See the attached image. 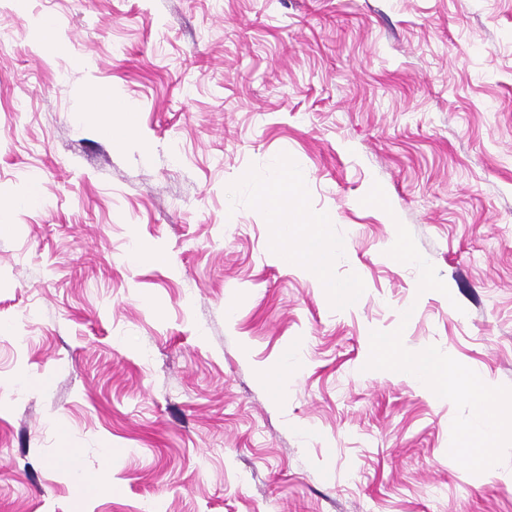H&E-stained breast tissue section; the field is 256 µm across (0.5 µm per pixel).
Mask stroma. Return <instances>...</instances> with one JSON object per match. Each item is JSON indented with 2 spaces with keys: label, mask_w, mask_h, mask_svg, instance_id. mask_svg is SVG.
<instances>
[{
  "label": "stroma",
  "mask_w": 512,
  "mask_h": 512,
  "mask_svg": "<svg viewBox=\"0 0 512 512\" xmlns=\"http://www.w3.org/2000/svg\"><path fill=\"white\" fill-rule=\"evenodd\" d=\"M291 169L328 272L244 181ZM33 187L0 211V512H512L452 441L491 413L512 469V0H0V194ZM376 334L458 395L381 372ZM105 451L77 495L66 461ZM90 96L96 102L97 106L105 111L122 112L130 116L135 111V105L131 102L115 96L112 90L108 88L93 89ZM314 224L323 227V234L313 233L310 235L304 244V252L307 259L316 265V267L327 268L331 267L336 262V252L326 251L323 248V238L328 228H330L332 221L328 216L315 218ZM328 288L334 302L339 307H355L359 302V289L349 284H336V280L328 279L323 283ZM409 376L421 387L440 390L448 398L456 395L463 377L438 350L428 348L406 365ZM109 454L103 452L101 455V466L99 470L86 471H75L71 469L68 475L75 486L78 494L88 495L99 488H101L105 482V476L109 470Z\"/></svg>",
  "instance_id": "35a3bbf8"
}]
</instances>
